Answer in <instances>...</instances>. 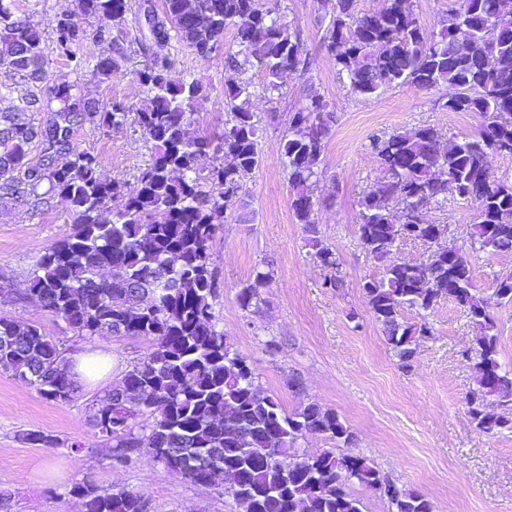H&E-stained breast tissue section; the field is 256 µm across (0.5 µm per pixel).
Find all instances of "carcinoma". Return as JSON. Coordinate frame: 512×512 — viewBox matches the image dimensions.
<instances>
[{"label":"carcinoma","mask_w":512,"mask_h":512,"mask_svg":"<svg viewBox=\"0 0 512 512\" xmlns=\"http://www.w3.org/2000/svg\"><path fill=\"white\" fill-rule=\"evenodd\" d=\"M357 0H323L329 22L327 50L338 74L363 96L402 86L448 88L452 112H477L478 133L446 147L430 125L373 139L383 176L358 199V233L368 255L383 264V275L363 284L370 311L400 363L414 356L429 333L406 312L433 310L451 300L474 325L478 389L467 398L473 426L487 434L512 429V415L493 405L512 402V371L498 360L496 322L489 300L476 288L466 252L437 242V225L420 209L453 191L477 204L471 244L491 253H512V181L496 178L489 153L512 154V0H460L448 6L438 31H424L409 0H384L373 13H360ZM130 0H77V11L50 20L46 44L39 25L12 17L0 0V42L10 53L0 59L23 77L43 79L48 51L68 56L90 38L107 49L91 65L95 78L127 73V49L112 32L82 26L87 18H125ZM152 62L133 71L143 93L138 104L113 101L102 123L120 129L133 121L152 145L151 163L137 186L108 179L96 156L65 147L69 158L49 171L24 165L33 130L0 114V189L13 199L39 196L43 182L74 215L73 232L47 249L29 273L20 296L63 319L80 336L142 337L150 352L105 394L93 415L98 436L111 444L109 457L128 463L140 449L137 419L152 418L146 452L168 472L198 485L224 484L242 512H362L347 488L357 483L382 490L392 512H434L433 503L413 490L381 478L364 456L307 454L299 442L324 435L338 448L354 445L355 434L338 415L316 402L288 413L255 383L245 357L233 352L214 321L210 299L217 285L211 246L228 215L238 209L245 179L260 162L259 128L249 107L248 84L236 76L256 68L262 91L273 95L286 73L308 68L303 44L279 14V5L259 0H163L162 10L140 4L135 17ZM235 28L239 50L224 52L228 73L224 132L212 138L194 129L196 101L204 86L172 74L167 48L172 40L200 55L212 53ZM29 110L54 113L50 138L66 143L78 116L94 120L72 85H52L26 98ZM331 113L311 96L291 113L280 153L291 188L290 206L305 226L313 259L330 271L325 285L342 287L339 261L318 236L315 187ZM216 164L199 166L207 153ZM124 198L112 208V199ZM436 243L421 262L394 257L398 242ZM111 270L104 278L100 271ZM273 268L256 272L237 294L241 308L259 307L261 289ZM494 297L512 303V273L495 280ZM0 367L36 387L47 400L67 403L76 387L62 347L41 328L0 314ZM69 493L84 512H147L137 491L107 492L89 482Z\"/></svg>","instance_id":"carcinoma-1"}]
</instances>
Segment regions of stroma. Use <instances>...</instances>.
Listing matches in <instances>:
<instances>
[{
    "label": "stroma",
    "mask_w": 512,
    "mask_h": 512,
    "mask_svg": "<svg viewBox=\"0 0 512 512\" xmlns=\"http://www.w3.org/2000/svg\"><path fill=\"white\" fill-rule=\"evenodd\" d=\"M280 11L298 32L310 65L285 75L272 99L261 92L262 72L243 76L252 92L249 106L259 123L262 160L245 180L242 207L227 219L213 246L220 282L212 301L215 320L232 350L246 357L261 392L279 398L289 412L310 401L334 410L356 436L353 453L368 458L385 480L425 495L434 512H512V430L482 433L467 413L466 397L476 388L475 331L467 313L441 302L426 318L430 333L420 340L410 367H402L363 295L365 280L380 277L383 269L366 254L357 230L358 198L382 175L373 136L430 125L455 141L476 135L480 117L448 111L444 87L391 88L373 98L352 93L325 48L321 0H280ZM236 46L229 29L222 50L206 57L176 42L168 48L175 74L206 89L195 105V121L209 135L224 128V51ZM101 52L87 41L71 57L48 53L45 73L51 82L75 86L81 100L101 112L116 100L138 103L142 92L131 72L150 61V51L132 46L128 77L114 80L93 78L88 71V61ZM32 88L0 66V113H14L35 131L26 166L51 168L65 155L48 145L50 112L24 107ZM312 95L332 114L315 221L320 238L339 258L338 289L326 287L329 273L313 259L304 227L290 208L279 151L290 112ZM70 145L95 155L105 176L130 187L152 155L133 124L110 130L101 121L82 119L72 127ZM476 214V204L450 194L423 211L428 222L447 225L449 241L466 251L475 284L489 297L496 278L512 273V254L472 247L469 226ZM72 228L69 207L54 194H44L38 205L0 196V312L40 326L66 355L101 350L112 356L111 372L78 383L68 403L46 400L35 387L0 370V489L11 492L12 512H81L69 489L85 481L109 492L138 491L148 499L149 512H241L223 487L182 480L146 454L123 466L110 462L92 415L112 386L141 362L149 342L81 337L41 306L14 297L45 251ZM269 266L274 277L261 291L260 306L242 309L239 289ZM293 378L298 388H291ZM30 431L46 435L48 444L23 441L22 433Z\"/></svg>",
    "instance_id": "stroma-1"
}]
</instances>
